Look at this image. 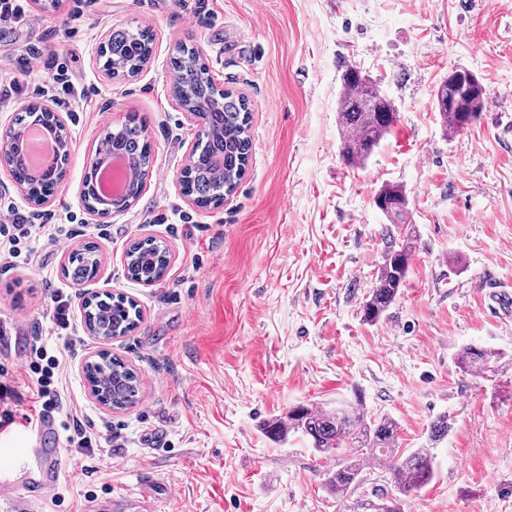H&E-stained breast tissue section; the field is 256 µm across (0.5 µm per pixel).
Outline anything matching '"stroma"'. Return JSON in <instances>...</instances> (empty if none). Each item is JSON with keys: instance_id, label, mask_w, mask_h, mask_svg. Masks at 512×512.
<instances>
[{"instance_id": "obj_1", "label": "stroma", "mask_w": 512, "mask_h": 512, "mask_svg": "<svg viewBox=\"0 0 512 512\" xmlns=\"http://www.w3.org/2000/svg\"><path fill=\"white\" fill-rule=\"evenodd\" d=\"M38 32L0 25V72L42 36L83 98L60 108L72 142L65 177L42 213L73 229L72 248L97 242L100 276L76 285L48 243L38 263L0 267V321L12 348L50 324L54 289L72 296L69 340L52 341L67 368V411L111 427L115 439L77 457L58 512L86 500L138 496L154 479L153 512H342L325 490L323 458L296 435L270 439L263 423L310 403L362 394L400 425L402 449L434 450L435 476L404 497V512H512V0H27ZM115 27L143 28L153 53L136 76L108 78L97 48ZM200 45L217 86L251 109L250 158L232 194L196 206L178 177L196 130L173 95L178 45ZM370 76L399 115L368 161L339 153L343 74ZM488 92L478 121L447 132L435 90L454 68ZM147 128L152 165L136 202L95 221L81 196L87 158L128 118ZM402 185L416 249L400 297L370 325L362 303L382 263L388 225L374 204ZM110 230L97 236L94 227ZM167 244L165 278L129 280L124 254L137 239ZM120 292L140 312L113 355L137 370L140 396L118 412L89 392L83 372L100 345L82 316L85 295ZM478 345L502 352L495 372L456 363ZM166 424L163 447L147 434Z\"/></svg>"}]
</instances>
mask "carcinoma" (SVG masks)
Wrapping results in <instances>:
<instances>
[{
	"label": "carcinoma",
	"instance_id": "carcinoma-1",
	"mask_svg": "<svg viewBox=\"0 0 512 512\" xmlns=\"http://www.w3.org/2000/svg\"><path fill=\"white\" fill-rule=\"evenodd\" d=\"M117 36L118 44L109 49L106 66L132 73L150 51L151 36L143 29H120ZM173 68L179 75L185 101L202 106L206 113L211 137L199 152H213L221 157L218 165L206 163L194 169L187 175L186 187L201 205H218L224 200V190L234 188L242 179L248 162L251 139L247 102L231 91H219L211 81L201 55L190 47L181 45L177 48ZM436 94L452 98L451 104L438 108L444 126L452 132H459L478 120L488 98L484 85L474 84L472 73L464 69L454 70L452 82H441ZM397 120L398 113L392 102L373 82L348 74L344 76L338 101L342 157L353 165L365 164ZM101 150L107 154H125L139 178L147 175L150 148L142 123L130 119L108 132ZM13 172L16 178L25 180L29 196L37 198L50 193L45 185L28 179L29 170L23 159L13 163ZM376 197L390 204L386 216L392 227L386 229L383 263L363 303V318L369 324L379 322L400 296L415 251V231L408 222L405 190L398 184L386 183ZM97 258L98 247L86 246L69 258L63 272L81 282L96 265ZM166 263L167 252L162 246L135 245L129 254L127 273L130 279L138 282L162 269ZM92 313L107 335L128 333L140 320V310L130 299L124 301L107 296L97 300ZM501 358L499 352L477 346H467L458 354L460 366L477 373L490 370ZM91 372L103 390L112 394L113 408L122 410L136 402L139 376L122 359L104 356ZM264 430L279 441L296 433L307 439L316 452L334 460L326 478V489L339 501H351L346 512H402L400 496L421 490L434 478V445L448 436V416H440L433 422L427 447L410 452L396 448L398 422L388 414L369 413L357 393L354 400L338 402L334 407L296 406L287 415L267 421ZM374 463L390 488L374 487L368 493L355 495L360 486L369 481Z\"/></svg>",
	"mask_w": 512,
	"mask_h": 512
}]
</instances>
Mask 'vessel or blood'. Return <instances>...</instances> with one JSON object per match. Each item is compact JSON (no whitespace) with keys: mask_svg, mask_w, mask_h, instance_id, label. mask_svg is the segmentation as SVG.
I'll use <instances>...</instances> for the list:
<instances>
[{"mask_svg":"<svg viewBox=\"0 0 512 512\" xmlns=\"http://www.w3.org/2000/svg\"><path fill=\"white\" fill-rule=\"evenodd\" d=\"M59 440L56 417L39 420L30 461L19 469L0 472V507L5 512H40L63 470Z\"/></svg>","mask_w":512,"mask_h":512,"instance_id":"vessel-or-blood-1","label":"vessel or blood"}]
</instances>
